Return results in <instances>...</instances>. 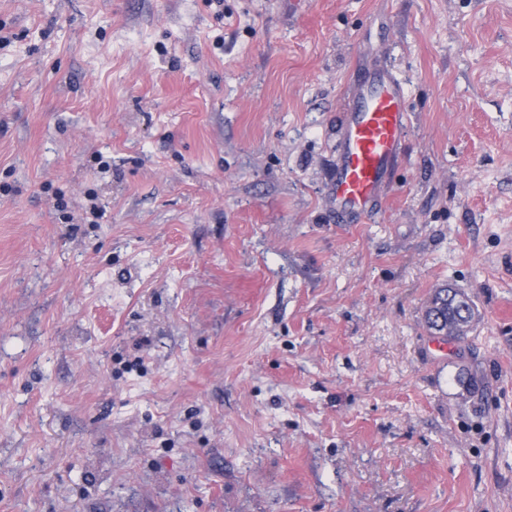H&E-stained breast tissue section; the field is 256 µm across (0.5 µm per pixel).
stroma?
Returning a JSON list of instances; mask_svg holds the SVG:
<instances>
[{"instance_id": "stroma-1", "label": "stroma", "mask_w": 512, "mask_h": 512, "mask_svg": "<svg viewBox=\"0 0 512 512\" xmlns=\"http://www.w3.org/2000/svg\"><path fill=\"white\" fill-rule=\"evenodd\" d=\"M0 512H512V0H0ZM340 112L329 199L336 223L351 224L373 213L401 154L408 121L404 88L382 68L361 67ZM473 304L457 291L438 288L431 296L424 311V321L429 329L442 333L444 337L458 338L465 334L474 317ZM448 323L457 327L456 336H448Z\"/></svg>"}]
</instances>
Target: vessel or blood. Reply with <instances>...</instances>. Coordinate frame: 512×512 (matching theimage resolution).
<instances>
[{
	"instance_id": "vessel-or-blood-1",
	"label": "vessel or blood",
	"mask_w": 512,
	"mask_h": 512,
	"mask_svg": "<svg viewBox=\"0 0 512 512\" xmlns=\"http://www.w3.org/2000/svg\"><path fill=\"white\" fill-rule=\"evenodd\" d=\"M340 143L329 199L337 223L369 217L405 138L404 88L388 71L359 68L341 108Z\"/></svg>"
}]
</instances>
